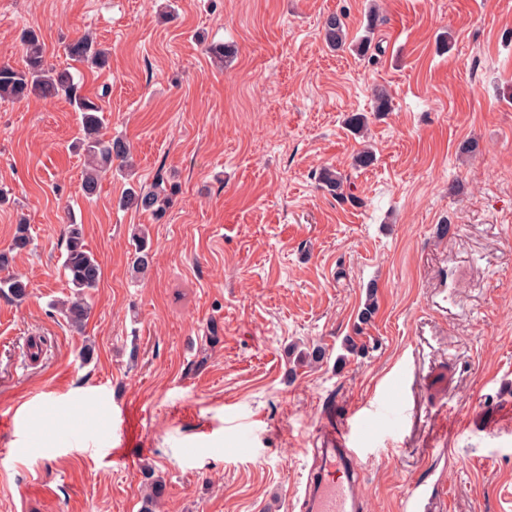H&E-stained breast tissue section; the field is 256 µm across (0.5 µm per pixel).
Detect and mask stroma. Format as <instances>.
I'll list each match as a JSON object with an SVG mask.
<instances>
[{"instance_id":"1","label":"stroma","mask_w":512,"mask_h":512,"mask_svg":"<svg viewBox=\"0 0 512 512\" xmlns=\"http://www.w3.org/2000/svg\"><path fill=\"white\" fill-rule=\"evenodd\" d=\"M372 7L373 57L326 45ZM27 27L59 68L85 32L109 48L73 75L133 171L85 197L69 102L0 101V249L30 227L29 294H0V512H140L147 467L160 512H302L329 406L371 399L400 415L363 422L366 512L432 469L445 512H512V0H0V64ZM134 183L174 189L162 219L119 208ZM72 222L102 268L80 331L55 309ZM324 39L333 48H343L347 40L346 26L343 18L332 13L328 15L323 24ZM133 241H135V259L133 269L139 273H143L149 268L152 261V255L146 240L145 230L142 228L136 229L133 235Z\"/></svg>"}]
</instances>
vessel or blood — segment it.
Masks as SVG:
<instances>
[{"label": "vessel or blood", "mask_w": 512, "mask_h": 512, "mask_svg": "<svg viewBox=\"0 0 512 512\" xmlns=\"http://www.w3.org/2000/svg\"><path fill=\"white\" fill-rule=\"evenodd\" d=\"M328 446L322 449L310 469L303 494L304 512H360L361 500L354 486L355 478L335 480L336 471L349 472L352 462L363 450L355 425H348L344 431H336L334 426H327ZM437 491L425 483H417L403 497L401 512H432L438 499Z\"/></svg>", "instance_id": "1"}]
</instances>
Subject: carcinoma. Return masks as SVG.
I'll return each mask as SVG.
<instances>
[{
  "label": "carcinoma",
  "mask_w": 512,
  "mask_h": 512,
  "mask_svg": "<svg viewBox=\"0 0 512 512\" xmlns=\"http://www.w3.org/2000/svg\"><path fill=\"white\" fill-rule=\"evenodd\" d=\"M324 39L333 48L344 47L347 40L346 26L343 18L332 13L323 24ZM26 61L23 68L18 69L8 64L0 65V100L21 101L29 97L41 99L65 98L78 112L82 136L75 144V149L85 160L83 192L88 198L93 197L102 176L112 171L113 163H128L131 160L130 145L121 138H106L101 135L103 118L101 107L84 96L73 74L66 68L53 69L46 66L43 48L39 36L33 29L22 33L21 37ZM66 55L73 61L87 65L92 69L103 70L109 64V53L100 43L89 35L75 38L65 46ZM321 185L343 197L345 177L331 168L319 173ZM172 202L171 196L159 186L149 189H133L122 199L126 207L150 214L154 219L163 218ZM66 257L63 264L64 274L73 292L70 299L62 304L61 314L69 326L80 329L89 316V304L86 296L97 287L101 279V266L85 243L82 226L69 224L64 229ZM135 241V259L133 269L139 273L146 271L152 261L150 248L146 240L145 230L138 228L133 235ZM29 243L28 227L17 225L13 244L0 250V270H7L13 263V252L27 247ZM0 288L17 300L27 296L28 284L14 275H7L0 280ZM148 480L149 492L143 499L141 512H155L164 497L166 484L153 478L152 471H144Z\"/></svg>",
  "instance_id": "cac0c4a2"
}]
</instances>
